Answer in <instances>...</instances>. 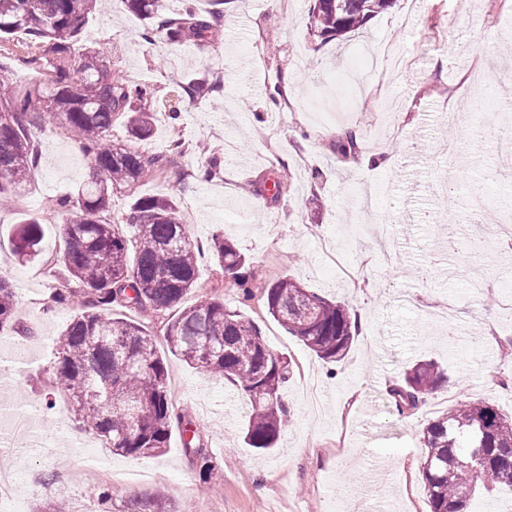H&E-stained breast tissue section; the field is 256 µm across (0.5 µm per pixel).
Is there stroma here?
Instances as JSON below:
<instances>
[{"instance_id":"stroma-1","label":"stroma","mask_w":512,"mask_h":512,"mask_svg":"<svg viewBox=\"0 0 512 512\" xmlns=\"http://www.w3.org/2000/svg\"><path fill=\"white\" fill-rule=\"evenodd\" d=\"M226 22L205 41L180 46L140 43L141 20L124 0H97L72 47L100 59L120 55L127 80L148 83L155 122L138 150L166 157L159 174L112 189L106 217L120 221L133 197L165 193L178 210L193 207L188 230L203 247L198 286L184 299L223 300L260 329L292 374L282 397L292 416L276 448L248 447L249 405L227 381L169 354L167 313L141 318L168 373L175 412L203 429L214 471L199 468L173 429L160 456L113 454L94 434L59 438L51 448L24 436L0 446V468L17 473L58 467L52 485L23 490L25 512L66 499L96 504L112 491V512L164 497L177 512H430L421 461L423 430L446 411L442 399L482 400L512 415V237L485 223L477 205L457 207L473 182L496 198L512 195V123L493 120L483 83L512 87V0H397L358 31L322 41L307 27L310 0L284 10L280 0H194ZM21 36L0 41V64L12 67L19 92L42 85L50 66L23 64ZM222 69L224 89L191 101L182 83ZM486 73L479 82L478 73ZM287 85L285 104L268 90ZM180 113L170 124L169 111ZM454 112L447 124L444 115ZM356 131L359 149L392 168L360 165L333 152L337 135ZM39 151L35 174L0 206V276L15 293L20 330L0 346V417L33 413L44 433L75 424L70 405L45 400L58 384L55 341L79 304L52 303L65 286L64 242L45 222L41 252L21 263L16 224L58 212V201L86 179L89 161L56 115L31 128ZM185 148L169 151L172 138ZM222 174L195 180L206 154ZM292 182L273 201L253 185L277 169ZM224 233L262 276H292L309 291L348 306L360 322L348 356L326 362L290 336L267 312L260 289L243 298L209 248ZM431 360L450 378L410 415H399L389 387L416 362Z\"/></svg>"}]
</instances>
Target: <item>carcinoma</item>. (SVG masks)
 I'll use <instances>...</instances> for the list:
<instances>
[{
	"label": "carcinoma",
	"instance_id": "1",
	"mask_svg": "<svg viewBox=\"0 0 512 512\" xmlns=\"http://www.w3.org/2000/svg\"><path fill=\"white\" fill-rule=\"evenodd\" d=\"M144 26L141 40L152 43L161 35L169 44L189 38L205 40L221 27L224 15H202L185 9L177 17L162 0H126ZM396 0H313L308 10L311 31L336 39L360 29L372 17L391 9ZM95 0H0V38L20 34L27 63L52 56L50 84L19 95L9 74H0V199L12 195L37 165L38 152L30 128L52 111L80 139L94 178L84 182L64 204L59 227L65 247L62 263L68 286L56 288L58 306L82 295V310L56 341L52 371L69 404L85 428L112 453L149 458L167 446L172 427L190 433L185 450L199 466L203 482L213 470L203 436L184 426L174 412L167 390V370L151 336L132 320L114 311L126 309L157 314L176 309L166 324L169 351L186 363L227 380L250 403L245 439L252 448L272 449L290 420L281 391L288 382V364L266 344L249 318L224 307L222 300H202L179 308L197 287L198 248L177 216L167 194L139 197L122 220L109 223L102 215L110 208V187L132 184L159 166L161 157L112 144L115 117L126 119L128 136L150 138L152 113L142 109L156 90L133 85L116 69L80 62L81 78L71 75L70 40L77 37ZM221 77L182 87L191 99L214 91ZM336 153L353 155L357 136L347 131L336 138ZM213 157L197 169L209 181L221 175ZM43 227L35 217L18 225L13 246L18 257L36 258ZM211 249L217 266L235 286L248 292L255 276L237 247L219 233ZM75 287H69V284ZM269 314L288 334L328 362L348 355L356 334L348 306L303 288L291 276L263 283ZM16 303L8 281L0 277V336L16 332ZM448 375L431 361H419L390 389L399 411L412 413ZM426 455L421 463L431 512H473L477 491L512 488V416L484 401L456 404L429 422L423 437Z\"/></svg>",
	"mask_w": 512,
	"mask_h": 512
}]
</instances>
